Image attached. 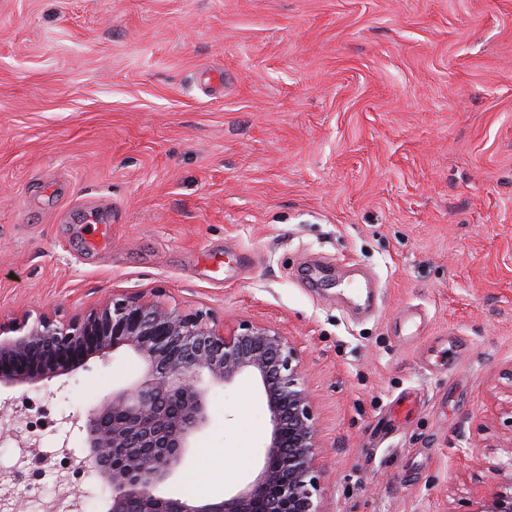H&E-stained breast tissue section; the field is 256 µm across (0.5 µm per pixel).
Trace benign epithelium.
I'll return each instance as SVG.
<instances>
[{"mask_svg": "<svg viewBox=\"0 0 512 512\" xmlns=\"http://www.w3.org/2000/svg\"><path fill=\"white\" fill-rule=\"evenodd\" d=\"M120 348L143 363L134 385L70 418L85 433L84 469L110 488L105 512H321L318 430L298 354L268 325L226 332L139 297L111 299L67 321L43 315L0 322V387L47 385ZM242 376L261 383L270 437L255 477L217 502L159 493L209 423L208 389ZM493 470L506 476L474 512H512V437Z\"/></svg>", "mask_w": 512, "mask_h": 512, "instance_id": "7a95c632", "label": "benign epithelium"}]
</instances>
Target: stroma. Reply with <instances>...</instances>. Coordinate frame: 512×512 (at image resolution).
Masks as SVG:
<instances>
[{
    "label": "stroma",
    "mask_w": 512,
    "mask_h": 512,
    "mask_svg": "<svg viewBox=\"0 0 512 512\" xmlns=\"http://www.w3.org/2000/svg\"><path fill=\"white\" fill-rule=\"evenodd\" d=\"M160 299L297 348L322 512H472L512 437V0H0V318ZM143 375L127 349L43 389V512L63 418ZM414 413L377 432L394 402ZM165 494L253 479L255 381L212 387Z\"/></svg>",
    "instance_id": "obj_1"
}]
</instances>
